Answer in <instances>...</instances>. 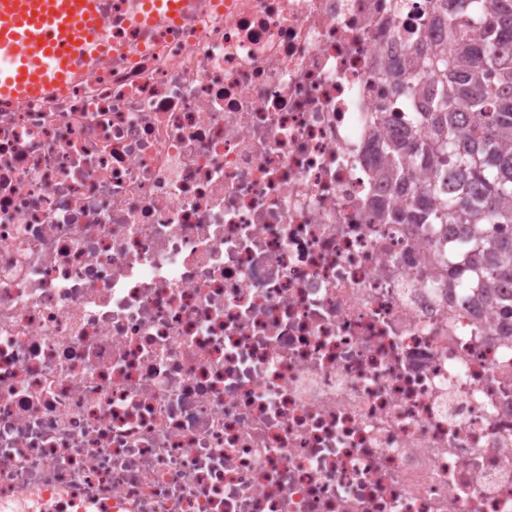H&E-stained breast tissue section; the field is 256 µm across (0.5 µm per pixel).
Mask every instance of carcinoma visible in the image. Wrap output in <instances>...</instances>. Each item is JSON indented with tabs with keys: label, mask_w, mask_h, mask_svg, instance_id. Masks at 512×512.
Instances as JSON below:
<instances>
[{
	"label": "carcinoma",
	"mask_w": 512,
	"mask_h": 512,
	"mask_svg": "<svg viewBox=\"0 0 512 512\" xmlns=\"http://www.w3.org/2000/svg\"><path fill=\"white\" fill-rule=\"evenodd\" d=\"M448 45L393 73L414 103V129L381 140L380 170L407 203L381 205L385 224H486L495 236H466L467 263L488 282H512V0H458ZM484 18L471 37L466 22Z\"/></svg>",
	"instance_id": "1"
}]
</instances>
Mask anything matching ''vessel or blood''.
Listing matches in <instances>:
<instances>
[{
	"mask_svg": "<svg viewBox=\"0 0 512 512\" xmlns=\"http://www.w3.org/2000/svg\"><path fill=\"white\" fill-rule=\"evenodd\" d=\"M106 0H0V101L49 95L112 50L102 24ZM188 0H132L131 18L174 20Z\"/></svg>",
	"mask_w": 512,
	"mask_h": 512,
	"instance_id": "vessel-or-blood-1",
	"label": "vessel or blood"
}]
</instances>
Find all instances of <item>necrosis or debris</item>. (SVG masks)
I'll return each mask as SVG.
<instances>
[{"instance_id":"necrosis-or-debris-1","label":"necrosis or debris","mask_w":512,"mask_h":512,"mask_svg":"<svg viewBox=\"0 0 512 512\" xmlns=\"http://www.w3.org/2000/svg\"><path fill=\"white\" fill-rule=\"evenodd\" d=\"M439 0H194L0 104V512H512V285L385 224Z\"/></svg>"}]
</instances>
